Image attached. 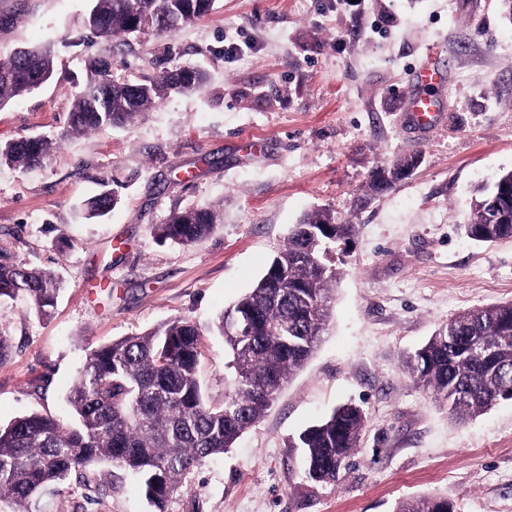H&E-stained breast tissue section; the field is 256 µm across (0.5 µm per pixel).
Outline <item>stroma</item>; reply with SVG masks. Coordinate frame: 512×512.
I'll list each match as a JSON object with an SVG mask.
<instances>
[{"instance_id": "35a3bbf8", "label": "stroma", "mask_w": 512, "mask_h": 512, "mask_svg": "<svg viewBox=\"0 0 512 512\" xmlns=\"http://www.w3.org/2000/svg\"><path fill=\"white\" fill-rule=\"evenodd\" d=\"M91 0H0V61L54 49L52 78L0 106V142L57 139L41 166L0 163V247L62 281L50 318L0 301L13 346L0 368V426L37 411L68 416L66 394L94 347L173 318L203 329L200 378L224 401L218 315L251 289L291 224L327 209L355 224L329 325L312 356L232 448L194 469L166 512H394L436 495L457 512H512V401L464 422L414 381L408 356L455 314L512 301V240L466 237L477 187L512 169V22L500 0H216L170 35L95 36ZM440 55L429 128L408 112L414 71ZM154 77L204 70L123 127L66 136L89 63ZM263 141L261 151L246 138ZM415 154L383 194L371 175ZM119 201L101 219L82 207L101 181ZM222 228L195 246L159 243L154 225L192 206ZM365 414L338 483L307 481L288 442L338 405ZM39 512H154L139 482L69 480Z\"/></svg>"}]
</instances>
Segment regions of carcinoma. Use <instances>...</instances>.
Returning <instances> with one entry per match:
<instances>
[{"mask_svg": "<svg viewBox=\"0 0 512 512\" xmlns=\"http://www.w3.org/2000/svg\"><path fill=\"white\" fill-rule=\"evenodd\" d=\"M215 0H93L88 19L101 38L151 30L169 35L208 16ZM183 67L139 80L114 76L105 59L92 62L77 86L67 135H83L131 122L172 92L200 90L196 73L182 81ZM50 46L22 49L0 62V106L32 92L36 78H51ZM47 136L0 145V163L18 169L41 164L55 148ZM416 163L410 155L371 176L375 193L390 188ZM117 204L102 190L85 203L87 218H101ZM223 214L209 206L177 211L155 226V237L180 245L198 244L218 231ZM354 225L336 222L326 210L302 216L284 245L249 292L218 317L224 338L230 390L224 404L207 402L200 379L203 331L194 321L175 318L154 330L123 336L94 348L77 371L67 395L75 423L30 413L0 428V501L14 512L32 506L51 487L65 484L99 463L111 468L98 484L119 488V473L137 478L156 512L184 487L183 478L232 447L269 409L290 377L312 354L330 318L340 271L327 259L348 243ZM469 239L494 243L512 239V169L500 174L471 208ZM61 290L51 272L11 260L0 248V299L24 295L40 317L50 315ZM414 380L448 402L457 421L473 418L500 401L512 400V301L464 310L448 320L406 361ZM365 426L361 408L346 404L307 427L293 448L304 449L305 477L335 483L358 448ZM456 512L437 496L401 501L396 512Z\"/></svg>", "mask_w": 512, "mask_h": 512, "instance_id": "carcinoma-1", "label": "carcinoma"}]
</instances>
